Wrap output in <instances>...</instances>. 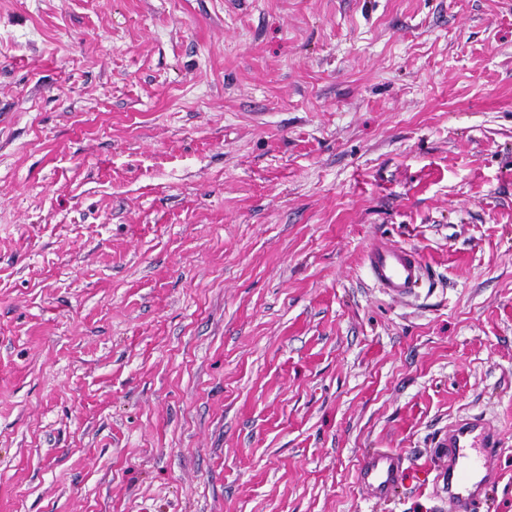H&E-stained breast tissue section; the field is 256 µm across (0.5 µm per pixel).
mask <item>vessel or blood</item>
Segmentation results:
<instances>
[{"label": "vessel or blood", "instance_id": "b4317fda", "mask_svg": "<svg viewBox=\"0 0 512 512\" xmlns=\"http://www.w3.org/2000/svg\"><path fill=\"white\" fill-rule=\"evenodd\" d=\"M365 263L374 281L392 296L411 295L424 275L416 250L382 239L369 245ZM438 444L447 452L448 465L435 470L434 483L447 493L453 512H476L494 482L489 460L499 446L496 435L482 416L473 415L450 423ZM358 473L362 486L374 499L387 497L412 476L406 456L388 448L366 453Z\"/></svg>", "mask_w": 512, "mask_h": 512}]
</instances>
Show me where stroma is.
<instances>
[{"label":"stroma","instance_id":"1","mask_svg":"<svg viewBox=\"0 0 512 512\" xmlns=\"http://www.w3.org/2000/svg\"><path fill=\"white\" fill-rule=\"evenodd\" d=\"M472 414L512 512V0H0V512H451ZM365 263L374 281L392 296L411 295L424 275V265L416 250L382 239L374 240L369 245ZM448 466L434 470L433 482L448 494L453 512H477L486 490L495 481L489 460L499 441L480 415L451 422L439 437ZM362 486L371 498H386L399 484L412 477L406 456L397 450L374 449L366 453L358 467Z\"/></svg>","mask_w":512,"mask_h":512}]
</instances>
